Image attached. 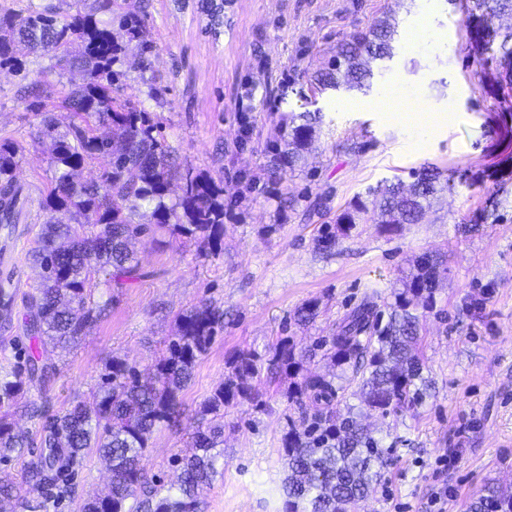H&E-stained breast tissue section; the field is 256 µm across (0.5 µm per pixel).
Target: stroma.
I'll return each instance as SVG.
<instances>
[{"label":"stroma","instance_id":"obj_1","mask_svg":"<svg viewBox=\"0 0 512 512\" xmlns=\"http://www.w3.org/2000/svg\"><path fill=\"white\" fill-rule=\"evenodd\" d=\"M472 0H112L113 15H146L140 39L120 37L119 95L140 104L160 127L181 171L223 191L224 237L215 251L157 232L137 246L140 276L115 282L96 272L91 300L103 309L70 351L49 356L56 374L51 411L89 395L113 357L151 372L182 313L208 302L224 321L182 393L181 427L160 428L144 459L165 484L173 460L192 454L196 413L238 353L268 357L282 339L296 348L330 335L365 296L394 300L418 256L441 260L446 274L432 307L418 309L430 388L421 405L398 415L363 410L375 436L403 437L366 501L372 512H430L440 487L454 491L447 512H469L490 482L512 486V88L499 87L497 64L476 71L481 53L465 20ZM387 17L394 55L371 61L369 86L316 90L315 73L336 47ZM21 70L0 68V144L17 146L15 180L30 196L15 232L0 227L22 281L13 322L0 344L28 348L25 297L39 280L29 254L50 189L53 141L40 136L43 113L59 130L81 70L16 45ZM438 116L429 131L397 120L413 109ZM310 112L312 144L282 179L279 127ZM438 167L452 191L417 224L395 229L361 215L345 235L339 218L370 204L371 188L411 183ZM335 237L324 247L326 234ZM316 317L296 320L302 306ZM253 396L224 408V470L200 495V512H279L284 439L299 415L292 376L251 382ZM456 449L449 469L438 456ZM108 464L86 457L79 500L107 491Z\"/></svg>","mask_w":512,"mask_h":512}]
</instances>
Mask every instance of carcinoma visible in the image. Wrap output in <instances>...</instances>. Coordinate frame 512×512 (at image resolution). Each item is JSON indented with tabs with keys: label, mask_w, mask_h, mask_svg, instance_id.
<instances>
[{
	"label": "carcinoma",
	"mask_w": 512,
	"mask_h": 512,
	"mask_svg": "<svg viewBox=\"0 0 512 512\" xmlns=\"http://www.w3.org/2000/svg\"><path fill=\"white\" fill-rule=\"evenodd\" d=\"M93 12L75 14L61 22L48 12L33 11L19 19L0 16V67L21 68L15 43L58 56L85 71L86 82L68 97L73 122L58 132L53 117L42 120L43 135L54 141V186L44 207L70 213L73 223L42 225L32 262L41 281L27 300V326L35 350L13 367H0V460L21 457L34 444L30 433L18 429L13 409L20 406L41 420V453L25 465L28 482L41 488L43 499L32 503L21 489L0 481V512H48L70 492L76 468L91 454L103 457L111 477L108 492L88 497L81 512H197L199 491L210 484L223 452L224 405L252 396L250 381L261 371L275 378L299 373L304 358L324 351L331 376H305L293 393L304 433L289 432L284 448L286 475L282 482V512H351L377 482L390 462L391 448L359 423L351 405L334 410L339 392L354 384L362 402L383 416L397 414L423 401L428 389L421 358L420 321L412 309L428 305L441 276L438 261L421 257L416 272L394 294L392 312L381 324L377 304L363 298L336 326L331 336L311 348L295 352L281 341L265 363L241 352L231 372L212 391L199 411L194 432L195 451L180 457L177 481L168 487L148 479L142 465L149 443L161 426L176 427L183 417L181 394L191 380L198 359L207 353L224 313L204 302L181 314L174 336L155 363L154 376L141 377L136 367L115 356L96 391L50 414L27 400L33 386H43L52 367L41 363L47 348L65 350L101 315L89 300L92 274L112 268L116 280L139 277L136 242L151 227L193 237L210 249L221 246L224 201L213 182L181 173L169 147L155 135L158 125L150 113L115 95L119 73L112 70L121 45L110 24L96 19L112 12V0H94ZM475 13L467 27L481 35L488 58L512 72V26L493 28L488 20L509 15L512 0H473ZM119 27L133 40L144 19L124 15ZM394 26L383 19L338 46L336 57L318 71L317 84L362 88L371 78L369 61L392 56ZM77 53H70L74 43ZM312 117L286 130L288 163L297 162L311 141ZM111 158L99 179L75 180L77 170L98 156ZM16 148L0 145V224L13 221L18 192L13 184ZM182 180L179 202H165L170 181ZM441 174L422 168L405 185L391 183L371 191L380 223L389 227L416 224L437 194ZM151 211L154 225L142 224L141 210ZM472 512H512V495L489 486L472 505Z\"/></svg>",
	"instance_id": "cac0c4a2"
}]
</instances>
